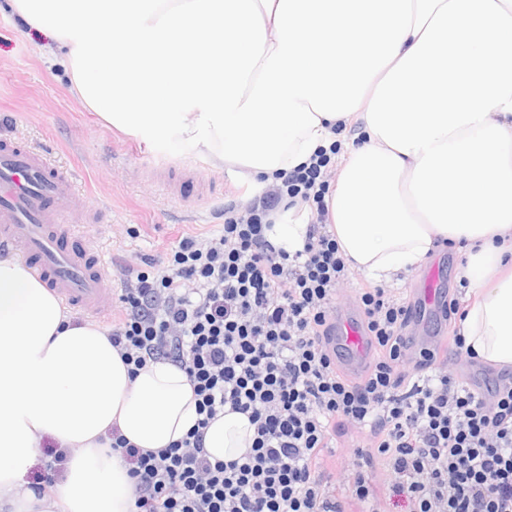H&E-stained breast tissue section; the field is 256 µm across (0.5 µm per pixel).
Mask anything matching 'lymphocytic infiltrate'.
<instances>
[{"instance_id":"1","label":"lymphocytic infiltrate","mask_w":512,"mask_h":512,"mask_svg":"<svg viewBox=\"0 0 512 512\" xmlns=\"http://www.w3.org/2000/svg\"><path fill=\"white\" fill-rule=\"evenodd\" d=\"M337 145L278 172V184L229 205L217 233L181 237L127 268L108 338L125 364L183 369L199 419L160 454L120 434L112 449L135 480L134 512H512V382L477 391L414 347L412 308L358 289L374 356L357 379L330 346L338 288L353 277L326 224ZM314 206L301 250L268 238L287 199ZM248 415V452L211 461L204 431L223 410ZM365 436L336 482L324 450L336 427Z\"/></svg>"}]
</instances>
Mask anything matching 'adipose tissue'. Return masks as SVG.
I'll use <instances>...</instances> for the list:
<instances>
[{
    "label": "adipose tissue",
    "instance_id": "1",
    "mask_svg": "<svg viewBox=\"0 0 512 512\" xmlns=\"http://www.w3.org/2000/svg\"><path fill=\"white\" fill-rule=\"evenodd\" d=\"M64 55L71 90L152 146L176 141L242 180L338 144L325 198L350 270L390 284L439 242L463 256L478 360L512 370V0H8ZM186 373L131 374L97 324L76 321L18 259L0 256V504L12 512H132L109 434L159 452L198 419ZM67 459L43 499L17 496L44 437ZM255 427L210 423V460Z\"/></svg>",
    "mask_w": 512,
    "mask_h": 512
}]
</instances>
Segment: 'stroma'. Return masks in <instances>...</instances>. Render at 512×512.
Instances as JSON below:
<instances>
[{
    "label": "stroma",
    "mask_w": 512,
    "mask_h": 512,
    "mask_svg": "<svg viewBox=\"0 0 512 512\" xmlns=\"http://www.w3.org/2000/svg\"><path fill=\"white\" fill-rule=\"evenodd\" d=\"M39 42L10 8L0 9V144L41 154L72 180L73 206L89 227L81 246L102 255L109 275L142 255L163 256L180 237L209 235L223 223L225 203L247 202L245 181L212 168L191 148L173 142L150 150L110 131L72 96L60 56L40 53ZM461 261L452 245L438 247L424 271L401 280V297L414 303L433 273L447 302H458ZM406 333L436 337L440 362L471 387L498 374L492 365L457 358L454 323L440 313L410 324Z\"/></svg>",
    "instance_id": "1"
}]
</instances>
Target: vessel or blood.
Returning <instances> with one entry per match:
<instances>
[{
	"mask_svg": "<svg viewBox=\"0 0 512 512\" xmlns=\"http://www.w3.org/2000/svg\"><path fill=\"white\" fill-rule=\"evenodd\" d=\"M70 197L69 180L47 158L0 145V245L19 249L26 265L66 304L101 314L110 307L112 278L100 257L73 246L86 227L65 222ZM335 325L332 346L350 371L359 372L371 356L362 324L340 311Z\"/></svg>",
	"mask_w": 512,
	"mask_h": 512,
	"instance_id": "vessel-or-blood-1",
	"label": "vessel or blood"
}]
</instances>
